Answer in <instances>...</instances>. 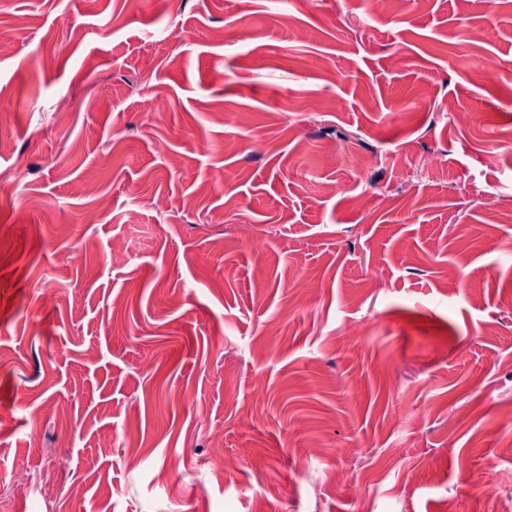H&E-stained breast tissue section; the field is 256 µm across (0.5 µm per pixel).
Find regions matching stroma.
<instances>
[{"label": "stroma", "mask_w": 512, "mask_h": 512, "mask_svg": "<svg viewBox=\"0 0 512 512\" xmlns=\"http://www.w3.org/2000/svg\"><path fill=\"white\" fill-rule=\"evenodd\" d=\"M0 41V501L512 499V0H0Z\"/></svg>", "instance_id": "obj_1"}]
</instances>
